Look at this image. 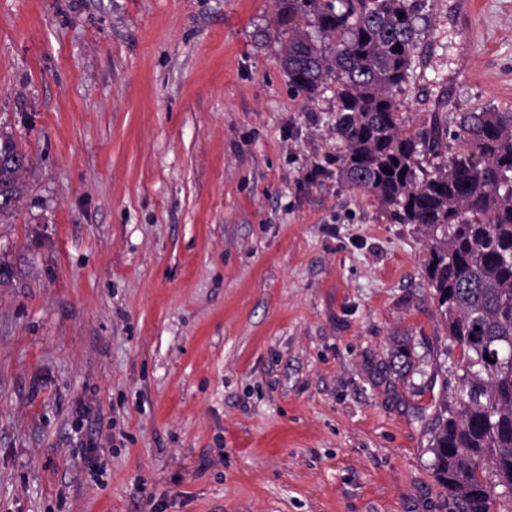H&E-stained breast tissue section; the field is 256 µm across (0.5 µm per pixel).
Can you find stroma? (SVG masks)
<instances>
[{"instance_id": "35a3bbf8", "label": "stroma", "mask_w": 512, "mask_h": 512, "mask_svg": "<svg viewBox=\"0 0 512 512\" xmlns=\"http://www.w3.org/2000/svg\"><path fill=\"white\" fill-rule=\"evenodd\" d=\"M277 0H0V512H441L426 237L340 174ZM398 98L512 112V0H419ZM407 340L413 367L394 372ZM27 162V155L13 137L0 133V216L15 210L23 192L18 173Z\"/></svg>"}]
</instances>
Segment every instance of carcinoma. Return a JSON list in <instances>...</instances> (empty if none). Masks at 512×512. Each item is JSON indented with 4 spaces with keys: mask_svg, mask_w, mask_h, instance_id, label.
<instances>
[{
    "mask_svg": "<svg viewBox=\"0 0 512 512\" xmlns=\"http://www.w3.org/2000/svg\"><path fill=\"white\" fill-rule=\"evenodd\" d=\"M288 27L281 63L294 93L336 84V140L348 185L372 193L402 224L430 236L426 276L460 358L430 449L444 512H488L490 491L512 488V112H458L453 139L437 117L412 132L397 96L418 48V0H279ZM312 15L330 39L298 18ZM28 157L0 133V216L16 208Z\"/></svg>",
    "mask_w": 512,
    "mask_h": 512,
    "instance_id": "1",
    "label": "carcinoma"
}]
</instances>
